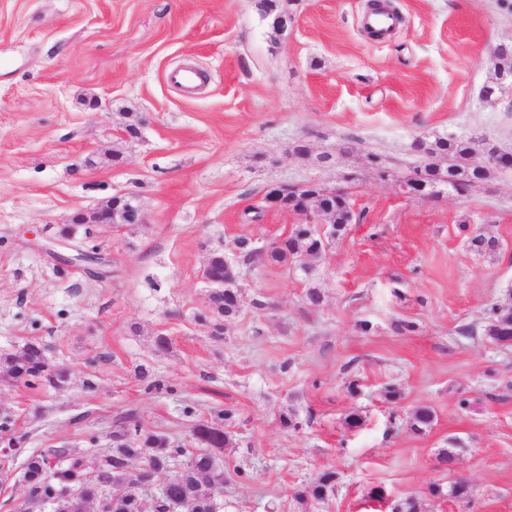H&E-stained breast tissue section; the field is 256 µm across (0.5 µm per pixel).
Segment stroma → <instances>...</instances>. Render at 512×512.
<instances>
[{
    "label": "stroma",
    "instance_id": "stroma-1",
    "mask_svg": "<svg viewBox=\"0 0 512 512\" xmlns=\"http://www.w3.org/2000/svg\"><path fill=\"white\" fill-rule=\"evenodd\" d=\"M368 2L279 0L293 23L278 36L258 0H0V355L35 342L70 372L60 389L0 383V512L21 503L31 454L107 455L130 412L185 445L224 408L218 512H512V345L484 334L491 307H512V169L436 198L400 187L430 160L416 142L512 148V94L480 96L512 0H390L402 22L382 43L361 28ZM184 63L206 72L203 94L169 81ZM306 183L347 192L351 223L311 275L245 272L213 335L208 255L283 239L302 218L262 197ZM116 195L143 223L65 235ZM473 232L499 253L474 251ZM89 246L96 276L76 260ZM423 406L434 421L416 434ZM325 473L327 496L301 497ZM458 480L467 496H448Z\"/></svg>",
    "mask_w": 512,
    "mask_h": 512
}]
</instances>
